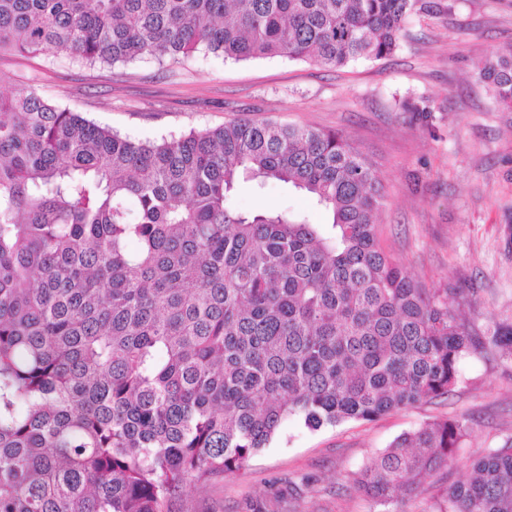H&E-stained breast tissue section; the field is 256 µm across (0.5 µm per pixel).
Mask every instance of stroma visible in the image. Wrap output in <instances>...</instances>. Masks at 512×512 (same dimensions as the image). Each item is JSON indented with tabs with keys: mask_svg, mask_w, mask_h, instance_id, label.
Returning a JSON list of instances; mask_svg holds the SVG:
<instances>
[{
	"mask_svg": "<svg viewBox=\"0 0 512 512\" xmlns=\"http://www.w3.org/2000/svg\"><path fill=\"white\" fill-rule=\"evenodd\" d=\"M398 49L334 70L287 57L246 61L199 54L188 63L145 60L110 68L75 64L53 51L4 53L0 72L27 78L40 95L102 126L156 140L237 118L336 131L378 171L382 247L415 280L448 291L470 334L512 324V112L499 111L476 65L512 45V0H422ZM420 98L421 122L399 103ZM243 209L328 217L279 182L240 184ZM447 398L370 422L317 431L285 422L244 470L187 487L170 512H371L355 472L404 432L438 417L467 425L464 449L427 477L403 512H432L440 488L472 473L471 461L512 444V361L472 352Z\"/></svg>",
	"mask_w": 512,
	"mask_h": 512,
	"instance_id": "35a3bbf8",
	"label": "stroma"
}]
</instances>
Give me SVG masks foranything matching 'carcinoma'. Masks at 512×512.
<instances>
[{"label": "carcinoma", "mask_w": 512, "mask_h": 512, "mask_svg": "<svg viewBox=\"0 0 512 512\" xmlns=\"http://www.w3.org/2000/svg\"><path fill=\"white\" fill-rule=\"evenodd\" d=\"M416 0H0V52L91 67L275 56L342 68L398 47ZM512 112V48L476 71ZM278 181L329 216L242 211ZM381 179L336 131L238 119L141 141L0 91V512H168L310 430L441 398L512 325L472 336L382 248ZM466 424L404 433L354 484L381 512L461 449ZM436 512H512V445Z\"/></svg>", "instance_id": "carcinoma-1"}]
</instances>
